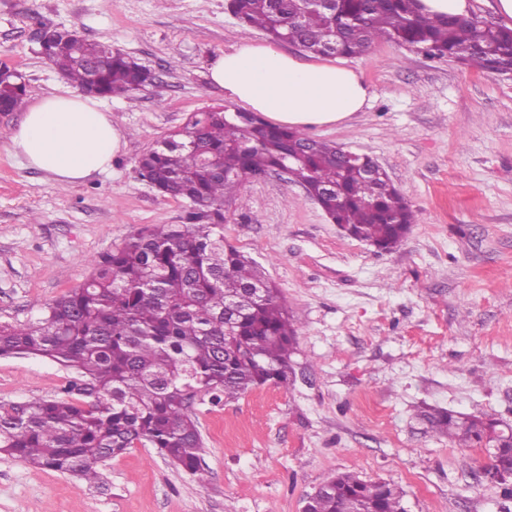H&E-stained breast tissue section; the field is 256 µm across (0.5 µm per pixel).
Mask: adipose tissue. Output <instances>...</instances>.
I'll list each match as a JSON object with an SVG mask.
<instances>
[{"mask_svg":"<svg viewBox=\"0 0 512 512\" xmlns=\"http://www.w3.org/2000/svg\"><path fill=\"white\" fill-rule=\"evenodd\" d=\"M209 78L231 101L298 130L343 121L371 97L353 69L307 61L265 43L233 46L212 63ZM10 143L27 166L69 184L108 171L126 134L94 97L72 92L29 105Z\"/></svg>","mask_w":512,"mask_h":512,"instance_id":"obj_1","label":"adipose tissue"}]
</instances>
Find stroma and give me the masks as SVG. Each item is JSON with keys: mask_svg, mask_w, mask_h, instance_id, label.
Returning a JSON list of instances; mask_svg holds the SVG:
<instances>
[{"mask_svg": "<svg viewBox=\"0 0 512 512\" xmlns=\"http://www.w3.org/2000/svg\"><path fill=\"white\" fill-rule=\"evenodd\" d=\"M226 4L0 0V66L23 74L26 103L72 88L39 51L44 28L110 44L154 75L132 98L102 99L127 145L110 173L73 184L27 167L9 142L22 111L0 114V322L36 318L89 275L88 257L136 230L182 223L185 202L161 196L137 161L191 113L237 110L209 66L267 35ZM346 64L372 99L306 133L372 157L417 223L384 252L345 235L287 175L247 180L224 239L265 267L298 326L289 386L195 400L206 484L142 444L91 489L0 455V512H302L345 472L398 484L407 512H512L487 449L458 447L420 415L512 425V79L385 39ZM72 378L46 359L0 358V401L62 398Z\"/></svg>", "mask_w": 512, "mask_h": 512, "instance_id": "1", "label": "stroma"}]
</instances>
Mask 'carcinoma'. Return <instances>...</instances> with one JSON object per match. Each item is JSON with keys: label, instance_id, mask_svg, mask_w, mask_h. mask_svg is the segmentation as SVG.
<instances>
[{"label": "carcinoma", "instance_id": "obj_1", "mask_svg": "<svg viewBox=\"0 0 512 512\" xmlns=\"http://www.w3.org/2000/svg\"><path fill=\"white\" fill-rule=\"evenodd\" d=\"M241 24L314 55L354 57L386 38L411 50L512 77V29L476 16L429 14L420 0H229ZM45 55L84 90L126 95L151 73L112 46L58 30ZM26 85L0 68V108H21ZM286 164L291 180L323 199L334 223L390 251L417 216L366 155L349 162L336 145L273 126L254 112H195L165 145L138 159L164 196L189 204L181 224L144 227L89 276L25 323L0 324V356L40 357L76 375L68 398L0 401V454L79 482L138 444L205 481L203 440L190 410L200 397L232 400L265 386L288 387L298 328L260 266L224 244V206L245 205L242 184ZM465 448L489 449L512 497V426L490 417L421 412ZM404 492L383 480L342 473L307 498L309 512H406Z\"/></svg>", "mask_w": 512, "mask_h": 512}]
</instances>
